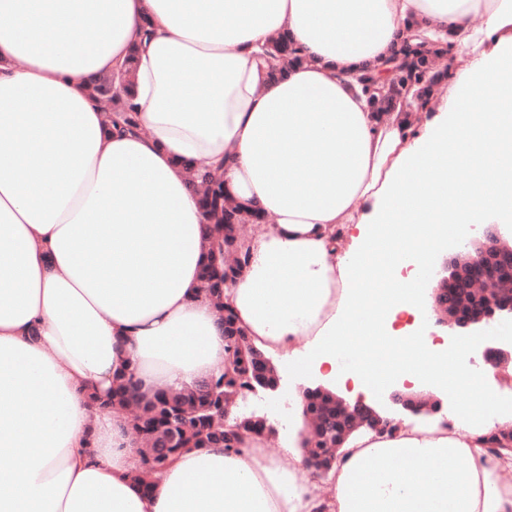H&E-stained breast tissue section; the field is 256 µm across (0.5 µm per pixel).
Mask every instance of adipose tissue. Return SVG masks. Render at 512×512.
<instances>
[{
  "label": "adipose tissue",
  "instance_id": "adipose-tissue-1",
  "mask_svg": "<svg viewBox=\"0 0 512 512\" xmlns=\"http://www.w3.org/2000/svg\"><path fill=\"white\" fill-rule=\"evenodd\" d=\"M283 30L307 61L272 81L255 55ZM437 33L479 51L448 70L434 119L371 111L356 75L405 35ZM134 48L140 129L110 134L83 80ZM505 98L512 0H0V456L12 461L0 512H512V451L482 444L512 423V398L461 348L432 344L426 312L395 337L420 352L411 378L464 397L467 439L441 425L361 432L320 482L302 454L270 456L252 434L235 451H181L144 490L126 415L86 403L126 371L137 392L178 391L225 361L191 162L222 167L230 197L274 221L245 240L224 291L250 343L280 373L352 377L373 395L339 338L379 227L407 199L411 223H462L467 195L436 214L429 191L499 151L494 132L475 135L471 106Z\"/></svg>",
  "mask_w": 512,
  "mask_h": 512
}]
</instances>
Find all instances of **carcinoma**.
Here are the masks:
<instances>
[{
	"label": "carcinoma",
	"mask_w": 512,
	"mask_h": 512,
	"mask_svg": "<svg viewBox=\"0 0 512 512\" xmlns=\"http://www.w3.org/2000/svg\"><path fill=\"white\" fill-rule=\"evenodd\" d=\"M403 65L390 73V91L370 96L375 112H422L432 99L434 87L442 83L446 70L438 62L449 53L445 39L431 42L403 41ZM267 78L277 79L288 74V68L303 58L284 34L274 36L260 55ZM134 58L128 68L117 76H101L90 82L89 93L107 102L112 112V130L132 133L139 128L137 112L127 105ZM192 180L199 194L202 231L208 242V260L202 271L203 291L224 319V340L228 363L224 369L207 379V386L195 384L181 391L158 390L136 403L130 401L132 378L115 377L112 389L104 395L92 396L91 404L107 409L132 410V430L142 441L138 453L141 469L136 477L144 480L161 472L170 458L184 448H206L214 443L226 449H238L247 432H264L265 420L239 415L224 424V414L233 402L242 400L244 388H262L273 383L272 371L251 355L245 334L236 326L233 313L224 306V288L234 281L246 265L247 253L240 248L239 225L264 224L267 217L229 198L224 191V175L208 166L191 169ZM303 415L312 428L302 440L308 463L324 473L336 461L333 446L337 434L348 425L331 397L313 393L305 396ZM170 441L163 455L154 451L157 441Z\"/></svg>",
	"instance_id": "carcinoma-1"
}]
</instances>
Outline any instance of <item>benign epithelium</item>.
<instances>
[{
    "instance_id": "obj_1",
    "label": "benign epithelium",
    "mask_w": 512,
    "mask_h": 512,
    "mask_svg": "<svg viewBox=\"0 0 512 512\" xmlns=\"http://www.w3.org/2000/svg\"><path fill=\"white\" fill-rule=\"evenodd\" d=\"M509 235L512 236V227L489 224L481 239L448 243L431 294V313L436 316V324L447 327L448 335L459 336L495 321H512V303L501 301L497 293L500 287L497 271L512 261V239H507ZM477 270L485 272L484 276L472 281V287L482 298V305L473 311H462L455 303L453 288ZM486 352L494 357V365L500 370L512 364V344L489 347ZM314 390L331 395L343 414L350 418L351 433L362 427L376 433H387L401 424V420L371 404L358 400L352 405L322 385L306 387L303 393ZM389 401L413 415L428 414L441 408L438 401L431 408L425 407L420 400L399 389L389 394Z\"/></svg>"
}]
</instances>
